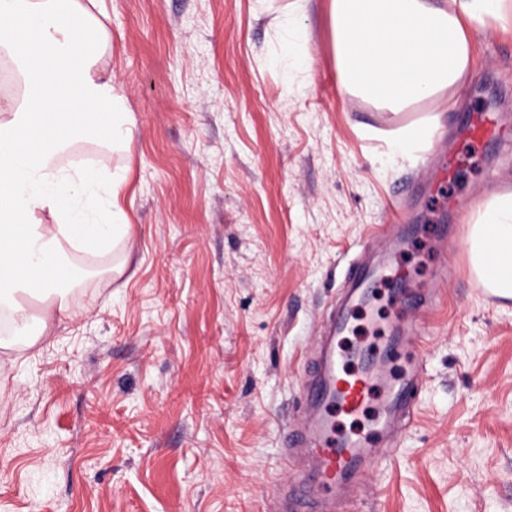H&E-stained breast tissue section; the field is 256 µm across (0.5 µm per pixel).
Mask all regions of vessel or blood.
I'll return each mask as SVG.
<instances>
[{"label":"vessel or blood","instance_id":"b4317fda","mask_svg":"<svg viewBox=\"0 0 512 512\" xmlns=\"http://www.w3.org/2000/svg\"><path fill=\"white\" fill-rule=\"evenodd\" d=\"M464 131L469 142L488 140L494 121L474 112ZM347 278L351 305L327 315L329 328L317 340L301 386L305 414L288 434V471L305 492L303 501L289 500V512H317L322 500L345 507L348 485L370 463L395 458L403 437L399 419L419 396L422 359L412 350L425 329L426 298L415 295L409 315H396L392 334L374 343L353 322L354 312L362 311L369 327L379 324L373 276L356 264Z\"/></svg>","mask_w":512,"mask_h":512}]
</instances>
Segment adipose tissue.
Returning a JSON list of instances; mask_svg holds the SVG:
<instances>
[{
    "instance_id": "ef3b65f1",
    "label": "adipose tissue",
    "mask_w": 512,
    "mask_h": 512,
    "mask_svg": "<svg viewBox=\"0 0 512 512\" xmlns=\"http://www.w3.org/2000/svg\"><path fill=\"white\" fill-rule=\"evenodd\" d=\"M99 0H0V54L23 85L20 100L0 106V308L13 335L45 336L48 323L27 300L53 299L68 311L58 286L69 250L129 243L132 226L121 207L122 172L64 166L75 143L94 137L131 149L127 102L102 74L104 26ZM330 27L342 87L388 112L422 101L421 121L391 131L390 154L432 146L440 114L453 107L449 88L472 73V28L512 23V0H330ZM54 223L39 219L42 211ZM473 274L500 298L512 299V192L487 199L465 240ZM39 274L20 275L21 265Z\"/></svg>"
}]
</instances>
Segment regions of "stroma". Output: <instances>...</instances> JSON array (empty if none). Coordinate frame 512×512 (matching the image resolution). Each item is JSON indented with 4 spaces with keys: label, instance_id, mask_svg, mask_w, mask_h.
<instances>
[{
    "label": "stroma",
    "instance_id": "35a3bbf8",
    "mask_svg": "<svg viewBox=\"0 0 512 512\" xmlns=\"http://www.w3.org/2000/svg\"><path fill=\"white\" fill-rule=\"evenodd\" d=\"M297 3L306 70L278 29ZM328 5L100 0L135 142L62 161L125 169L134 233L72 253L70 317L0 353V512H275L300 375L355 260L439 299L400 454L350 512H512V302L486 297L464 245L478 205L512 191V25L471 32L474 75L441 120L461 165L431 192L425 152L392 160L382 138L426 104L395 115L342 89ZM470 112L492 113L493 143L455 140ZM397 202L416 231L391 258L366 231Z\"/></svg>",
    "mask_w": 512,
    "mask_h": 512
}]
</instances>
